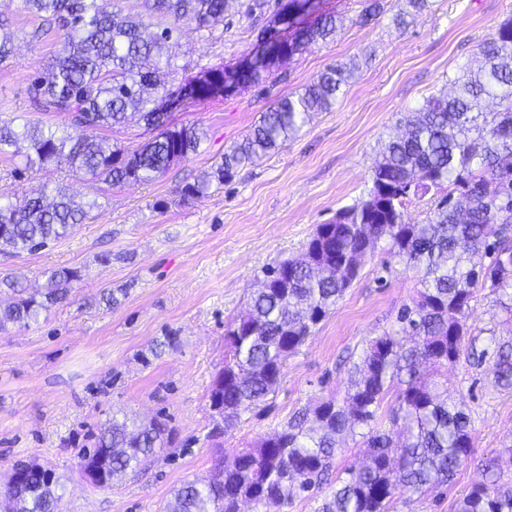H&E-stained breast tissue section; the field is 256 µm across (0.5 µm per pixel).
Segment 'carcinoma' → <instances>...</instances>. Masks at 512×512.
<instances>
[{
	"label": "carcinoma",
	"instance_id": "1",
	"mask_svg": "<svg viewBox=\"0 0 512 512\" xmlns=\"http://www.w3.org/2000/svg\"><path fill=\"white\" fill-rule=\"evenodd\" d=\"M22 3L58 35L48 76L33 85L34 111L57 112L67 121L53 128L34 119L21 126L0 120V155L23 157L15 174L54 166L115 188L151 181L198 152L204 131L177 123L165 98L191 88L185 110L223 96L224 67L169 86L162 80L170 67L164 49L183 25L210 30L223 23L226 0H141L144 16L137 20L112 0ZM430 6L431 0H398L392 22L405 28ZM156 15L169 25L153 22ZM336 29V18L326 16L290 52L325 42ZM13 51L14 34L0 23V64ZM476 54L482 66L461 69L452 95L428 98L405 120L403 133L384 141L366 197L317 225L299 257L266 269L247 312L227 329L229 351L210 391L211 406L222 407L227 428L265 402L288 356L334 309L378 242L421 272L418 297L401 310L396 327L372 338L351 364L343 400L303 408L254 447L218 461L206 483L190 481L176 490L167 512H239L246 499L286 507L323 485L358 428L366 429L362 459L329 488L317 512H388L398 495L448 483L471 457L469 415L426 375H440L458 361L477 292L489 290L512 312V17L477 45ZM355 68L352 61L333 63L303 92L269 106L220 163L179 189V202L201 198L213 183H228L243 167L286 147L312 113L332 108ZM489 102L494 110L488 112ZM134 117L154 132L136 147L84 134L122 127ZM432 190L440 196L425 218L405 221L406 204ZM91 208L61 187L42 189L20 205L0 194V255L33 253L68 237ZM493 224L499 228L490 243ZM479 255L489 263L475 261ZM80 278L75 268L57 269L34 293L18 276L1 281L11 297L0 301V333L27 328L68 301ZM491 370L497 384L512 387V340L497 343ZM392 390L389 428L378 427L377 411ZM173 435L161 416L140 423L114 417L90 435L92 449L78 453L80 469L101 473L105 482L94 484L109 487L112 477L170 447ZM483 472L485 480L455 502L454 512H512V487L499 485L495 463L485 462ZM62 490L53 471L29 462L18 483L0 487V512H61Z\"/></svg>",
	"mask_w": 512,
	"mask_h": 512
}]
</instances>
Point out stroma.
Returning a JSON list of instances; mask_svg holds the SVG:
<instances>
[{"label":"stroma","mask_w":512,"mask_h":512,"mask_svg":"<svg viewBox=\"0 0 512 512\" xmlns=\"http://www.w3.org/2000/svg\"><path fill=\"white\" fill-rule=\"evenodd\" d=\"M380 2L381 14L365 21L367 0H315L290 27L277 21L278 0H265L250 16L248 0H229L215 30L182 26L166 49L170 85L211 66L234 70L263 43L292 38L321 15L341 20L333 42L271 60L262 83L177 113V121L198 125L206 137L198 154L155 180L111 188L52 167L16 179L20 158L0 155V193L18 200L59 185L93 205L68 238L0 257V278L22 277L33 290L59 268L82 275L69 303L29 328L0 334V485L16 461H34L63 484L62 512H163L176 489L207 480L219 459L280 428L299 408L344 395L343 358L358 357L368 339L391 330L420 287L418 272L390 258L382 242L288 358L276 393L220 437L211 435L209 392L224 364L225 332L265 269L299 256L317 225L367 193L376 153L398 119L428 96L452 93L457 69L478 67L477 44L512 16V0H433L399 29L391 21L396 0ZM0 18L15 33V53L0 65V119L9 120L29 115L32 84L46 76L57 37L42 31L22 0H0ZM349 60L357 70L343 95L330 111L314 113L297 139L232 182L180 203L179 188L242 140L269 105L302 91L330 63ZM110 289L125 292L112 308L101 300ZM467 328L477 348L490 353L496 341L512 338V324L485 291L471 303ZM167 336L176 337L175 346L144 361L153 341ZM448 391L472 418V455L451 483L396 497L389 512H453L490 458L498 461L502 486L512 485V388L495 386L490 361L476 366L463 356L448 369ZM160 413L175 430L172 448L108 488L81 472L78 452L111 416L146 420Z\"/></svg>","instance_id":"stroma-1"}]
</instances>
